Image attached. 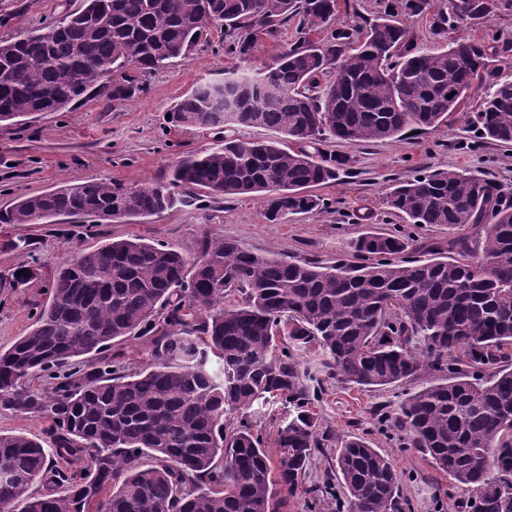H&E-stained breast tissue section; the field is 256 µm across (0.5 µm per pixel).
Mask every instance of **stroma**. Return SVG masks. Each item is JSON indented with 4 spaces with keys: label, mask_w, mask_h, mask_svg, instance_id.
<instances>
[{
    "label": "stroma",
    "mask_w": 512,
    "mask_h": 512,
    "mask_svg": "<svg viewBox=\"0 0 512 512\" xmlns=\"http://www.w3.org/2000/svg\"><path fill=\"white\" fill-rule=\"evenodd\" d=\"M81 5L82 0H0V39L38 29ZM444 6V0H432L429 12L404 20L424 47L439 48L452 40L512 45V11L442 31L433 18ZM299 36L298 20H289L276 35L261 36L249 55L238 58L225 54L224 35L216 29L208 46L155 72L147 92L132 101L110 105L87 96L66 112L0 123V210L20 197L66 183L111 179L131 185L166 180L181 156L209 147L214 139L211 130L169 124L167 116L174 105L200 83L223 79L226 71L271 66ZM479 103V94H472L447 125L399 141L326 143L324 152L343 161L335 181L313 189L325 200L326 209L317 215L289 217L282 224L268 223L261 199L247 195L224 200L205 197L189 207L129 222L64 217L56 224H0V350L31 329L48 299L46 278L71 252L111 240L159 241L192 255L205 234L215 233L256 253L276 251L291 260L316 259L325 264L349 258L350 242L368 232L401 231L427 246L447 244V227L411 228L383 205L382 198L393 180L436 168L488 175L511 194L512 147L478 138L466 122ZM366 212L371 213V221H363ZM18 239L30 244L42 277L12 288L8 281L21 256L5 243ZM418 387L414 380L360 390L342 377H322L315 410L320 432L330 435L331 441L310 459L306 484L319 486L333 477L336 439L358 436L393 460L402 476L404 512H458L459 502L471 496V489L453 483L427 456L407 447L403 433L380 423L382 413L394 412L403 394Z\"/></svg>",
    "instance_id": "35a3bbf8"
}]
</instances>
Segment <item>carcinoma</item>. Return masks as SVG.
Here are the masks:
<instances>
[{"mask_svg":"<svg viewBox=\"0 0 512 512\" xmlns=\"http://www.w3.org/2000/svg\"><path fill=\"white\" fill-rule=\"evenodd\" d=\"M430 0H395L366 29L331 28L337 0H84L58 22L0 40V122L64 112L90 93L128 101L147 76L184 59L219 28L245 55L257 34L293 17L322 41L303 40L256 76L232 72L185 95L174 127L216 131L183 156L168 181L108 179L61 185L0 211V224L60 217L126 220L188 207L201 195L259 193L265 218L318 213L308 189L336 179L329 141L398 140L448 123L474 86L468 117L480 136L512 145V68L493 44L412 42L396 15ZM512 10V0H448L434 24L454 29ZM265 127L284 141L236 130ZM384 204L416 227H448V247L413 255L410 240L367 233L354 260L290 261L207 236L195 257L161 243L112 240L73 254L55 275L36 324L0 352V406L52 422L67 468L49 473L34 438L0 433V512H287L299 494L319 501L336 486H305L326 437L315 413L318 372L359 388L412 380L384 421L435 467L473 488L466 512H512V198L484 175L438 169L396 182ZM12 287L38 277L21 261ZM148 345L127 367L115 342ZM40 373L53 385L36 391ZM288 404L277 460L246 419L256 404ZM335 474L345 512H400L392 460L361 438L340 442ZM49 479L60 492L38 493Z\"/></svg>","mask_w":512,"mask_h":512,"instance_id":"1","label":"carcinoma"}]
</instances>
